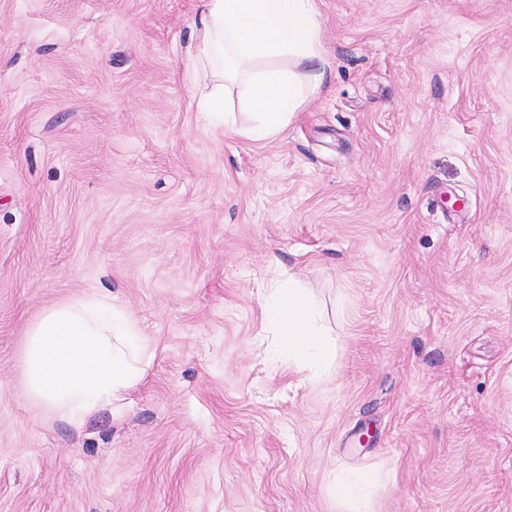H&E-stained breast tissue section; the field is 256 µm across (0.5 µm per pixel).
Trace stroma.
I'll list each match as a JSON object with an SVG mask.
<instances>
[{
	"instance_id": "obj_1",
	"label": "stroma",
	"mask_w": 512,
	"mask_h": 512,
	"mask_svg": "<svg viewBox=\"0 0 512 512\" xmlns=\"http://www.w3.org/2000/svg\"><path fill=\"white\" fill-rule=\"evenodd\" d=\"M197 0H0V512H512V0H320L334 78L253 143L198 112ZM335 351L304 383L271 262ZM108 289L156 346L119 418L19 387ZM374 482L371 475H358L345 481H336L333 478L332 488L339 499L348 502L352 506L351 512H365V490Z\"/></svg>"
}]
</instances>
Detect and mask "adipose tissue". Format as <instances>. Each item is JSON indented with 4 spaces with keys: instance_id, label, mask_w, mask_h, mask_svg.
Instances as JSON below:
<instances>
[{
    "instance_id": "ef3b65f1",
    "label": "adipose tissue",
    "mask_w": 512,
    "mask_h": 512,
    "mask_svg": "<svg viewBox=\"0 0 512 512\" xmlns=\"http://www.w3.org/2000/svg\"><path fill=\"white\" fill-rule=\"evenodd\" d=\"M193 93L202 111L252 142L286 132L308 96L332 77L318 0H199ZM261 304L289 361L318 384L335 341L299 278L271 266ZM156 348L110 294L95 291L45 308L22 338L23 397L48 419L82 428L96 414L121 416Z\"/></svg>"
}]
</instances>
